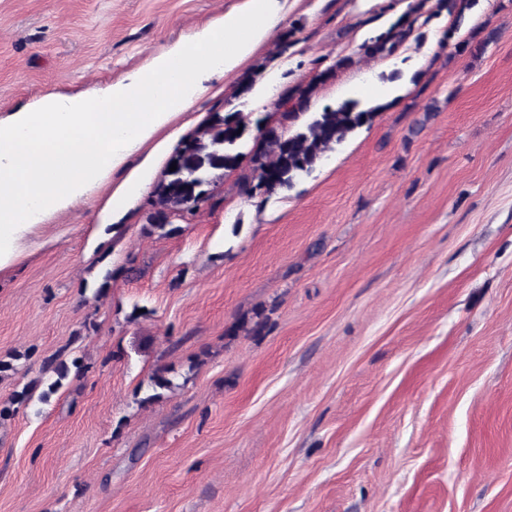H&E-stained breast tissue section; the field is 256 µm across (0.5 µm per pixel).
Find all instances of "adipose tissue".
Segmentation results:
<instances>
[{
	"label": "adipose tissue",
	"mask_w": 512,
	"mask_h": 512,
	"mask_svg": "<svg viewBox=\"0 0 512 512\" xmlns=\"http://www.w3.org/2000/svg\"><path fill=\"white\" fill-rule=\"evenodd\" d=\"M287 16L288 0H244L102 94L49 90L35 108L0 117V271L39 221L86 201L116 172L123 178L98 218L129 220L186 127L200 123L195 101L223 94L212 76L238 73Z\"/></svg>",
	"instance_id": "ef3b65f1"
}]
</instances>
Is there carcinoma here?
<instances>
[{
  "label": "carcinoma",
  "instance_id": "carcinoma-1",
  "mask_svg": "<svg viewBox=\"0 0 512 512\" xmlns=\"http://www.w3.org/2000/svg\"><path fill=\"white\" fill-rule=\"evenodd\" d=\"M425 0H417L408 6L386 31L365 40L363 47L370 58H385L395 54L402 43L415 31V23L421 17ZM470 0H436L434 14L447 13L452 19L445 31L448 37L460 31L466 20ZM351 60L342 58L335 65L321 71L316 81L306 86L288 89L278 103V119L274 124L257 128L248 152L240 147L248 141V123L240 112L217 107L210 113L205 125L186 139L171 155L168 163H176V170L165 173L154 189L153 210L146 216L149 232L165 234L171 215L193 214L199 203L213 198V186L217 178L226 172H238V192L253 198L267 197L293 186L295 180L311 173L327 151L343 143L358 128L372 122L376 109L362 108L355 101H347L335 108L327 106L321 112L309 111L317 85L335 76L336 70L348 66ZM247 166H242V162ZM265 326V317L256 312L251 318H243L232 329L259 333ZM78 366L57 357L47 360L43 372L55 376L41 394L45 398L56 392L70 372V366ZM153 394L144 398L151 402L162 397V392L178 388L169 370L160 369L151 377Z\"/></svg>",
  "mask_w": 512,
  "mask_h": 512
}]
</instances>
